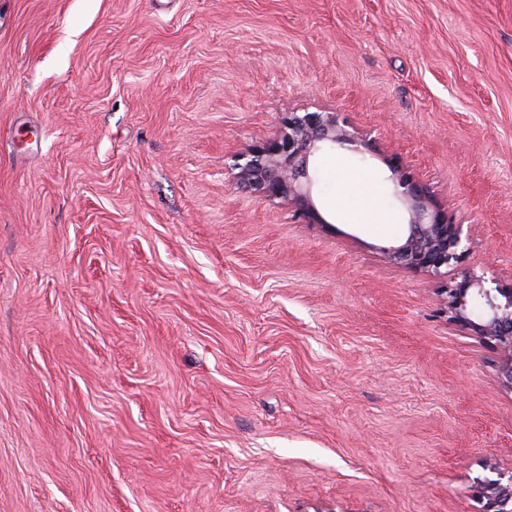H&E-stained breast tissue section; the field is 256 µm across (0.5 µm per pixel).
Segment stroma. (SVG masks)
<instances>
[{"instance_id":"obj_1","label":"stroma","mask_w":512,"mask_h":512,"mask_svg":"<svg viewBox=\"0 0 512 512\" xmlns=\"http://www.w3.org/2000/svg\"><path fill=\"white\" fill-rule=\"evenodd\" d=\"M316 110L471 225L449 277L512 279V0H0V512H477L512 471L382 158L318 155L324 227L233 178Z\"/></svg>"}]
</instances>
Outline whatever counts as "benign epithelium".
<instances>
[{
  "mask_svg": "<svg viewBox=\"0 0 512 512\" xmlns=\"http://www.w3.org/2000/svg\"><path fill=\"white\" fill-rule=\"evenodd\" d=\"M277 138L236 158L237 183L262 199H286L304 224L327 225L312 202L318 170L312 158L338 146L364 154L383 152L369 132L354 128L336 112H286ZM394 193L406 205L409 220L403 240L385 250L387 258L414 271L439 278L468 252L471 225L456 221L448 204L416 177L403 159L383 157ZM448 321L486 343L496 356L498 377L512 390V282L483 286V277L466 275L444 284ZM479 512H512V475L498 473L474 481Z\"/></svg>",
  "mask_w": 512,
  "mask_h": 512,
  "instance_id": "7a95c632",
  "label": "benign epithelium"
}]
</instances>
